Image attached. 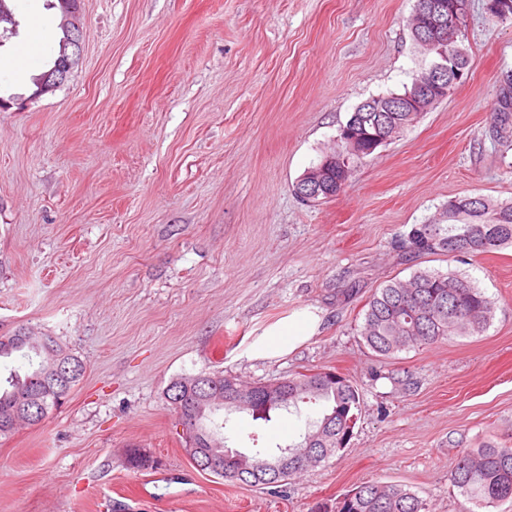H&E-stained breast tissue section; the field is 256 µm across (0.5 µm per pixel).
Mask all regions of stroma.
<instances>
[{
  "label": "stroma",
  "instance_id": "obj_1",
  "mask_svg": "<svg viewBox=\"0 0 512 512\" xmlns=\"http://www.w3.org/2000/svg\"><path fill=\"white\" fill-rule=\"evenodd\" d=\"M416 0H83L82 52L32 98L0 42V336H58L84 373L35 426L0 438V512H313L364 482L401 483L430 512H459L448 472L487 441L512 444V247L479 257L406 254L413 225L448 200H512V139L492 134L512 21L471 0L469 74L357 167L335 197L293 186L362 101L401 92L429 64ZM41 63L61 32L47 0ZM453 270L497 303L488 329L377 360L359 336L376 288ZM310 311L317 330L271 360L250 348ZM332 369L359 388L348 448L278 488L197 470L164 392L180 376L248 383ZM408 371L412 393L391 372ZM232 415L230 446L288 444L305 415ZM138 449L148 467L128 463Z\"/></svg>",
  "mask_w": 512,
  "mask_h": 512
}]
</instances>
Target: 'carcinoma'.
<instances>
[{"instance_id":"obj_1","label":"carcinoma","mask_w":512,"mask_h":512,"mask_svg":"<svg viewBox=\"0 0 512 512\" xmlns=\"http://www.w3.org/2000/svg\"><path fill=\"white\" fill-rule=\"evenodd\" d=\"M464 34L448 43L437 42L431 52L460 53ZM494 111L501 125L512 121V74L503 76ZM418 119L416 112H351L349 128L363 135L381 129L393 140ZM363 157L352 155L346 166L327 170L315 200L339 193L353 178ZM512 246V201L484 196H462L448 200L440 219L432 224H415L401 241L407 252L418 255L477 256ZM495 302L472 281L454 272L418 271L406 280L393 279L376 289L366 304L359 335L376 356L389 359L396 354L447 341L454 336L478 335L495 314ZM20 354L37 361L32 372L15 373L0 389V437L17 425L13 415H27L28 424L40 423L48 412L69 397L83 375V365L58 337L20 328L0 336V358ZM63 361L72 371L59 378L44 375L49 360ZM232 380L245 401L242 408H227L224 402L188 387L190 377L181 376L173 385L182 388L184 411L179 417L200 454L211 455L219 469L211 474L226 481L265 489L279 487L302 471L315 468L348 447L359 419L360 394L349 378L332 370L297 372L282 385L286 399L268 396L262 384L248 385L231 374L218 380L219 390ZM320 407L319 416L308 419L305 432L286 445L257 448L246 453L233 450L224 455L225 428L230 415L245 413L255 421L269 423L280 410L301 413L300 405ZM448 482L464 498L462 512H484L512 503V446L486 443L464 452L448 472ZM337 512H429L427 501L403 484L362 483L344 495Z\"/></svg>"}]
</instances>
